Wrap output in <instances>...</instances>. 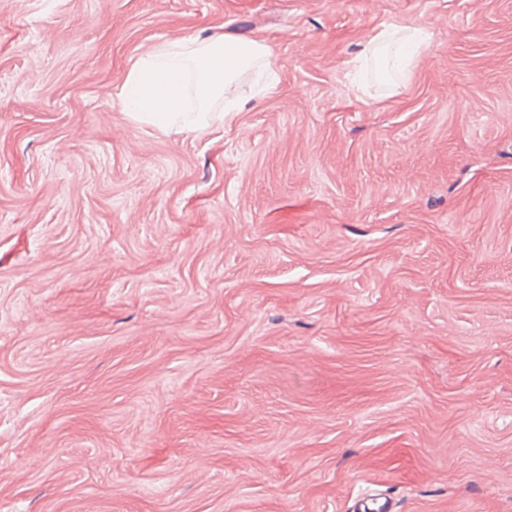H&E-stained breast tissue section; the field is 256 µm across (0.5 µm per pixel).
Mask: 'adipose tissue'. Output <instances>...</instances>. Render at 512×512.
Listing matches in <instances>:
<instances>
[{"mask_svg":"<svg viewBox=\"0 0 512 512\" xmlns=\"http://www.w3.org/2000/svg\"><path fill=\"white\" fill-rule=\"evenodd\" d=\"M269 61L266 44L255 38L221 35L162 43L130 66L119 96L138 121L167 129L191 130L207 124L208 105L221 99L246 71ZM194 71L198 111L185 107L186 73Z\"/></svg>","mask_w":512,"mask_h":512,"instance_id":"obj_1","label":"adipose tissue"}]
</instances>
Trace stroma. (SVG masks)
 Segmentation results:
<instances>
[{
  "instance_id": "35a3bbf8",
  "label": "stroma",
  "mask_w": 512,
  "mask_h": 512,
  "mask_svg": "<svg viewBox=\"0 0 512 512\" xmlns=\"http://www.w3.org/2000/svg\"><path fill=\"white\" fill-rule=\"evenodd\" d=\"M430 40L410 73L362 47ZM256 38L196 130L132 62ZM512 512V0H0V512ZM401 34V40L412 48V51L408 54L396 57L393 66L411 67L414 65L416 59V53L422 46H425L430 38L427 30L419 25H389L380 30L373 38L370 39L369 44L371 46L380 45L391 40L394 36Z\"/></svg>"
}]
</instances>
